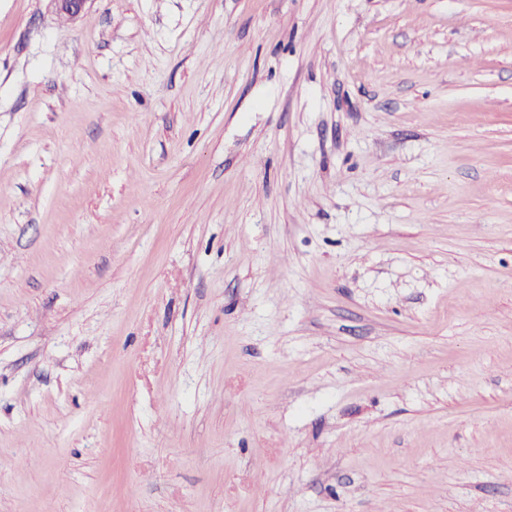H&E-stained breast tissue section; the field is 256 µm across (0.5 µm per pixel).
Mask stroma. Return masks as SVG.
Segmentation results:
<instances>
[{
	"mask_svg": "<svg viewBox=\"0 0 512 512\" xmlns=\"http://www.w3.org/2000/svg\"><path fill=\"white\" fill-rule=\"evenodd\" d=\"M0 512H512V0H0Z\"/></svg>",
	"mask_w": 512,
	"mask_h": 512,
	"instance_id": "stroma-1",
	"label": "stroma"
}]
</instances>
